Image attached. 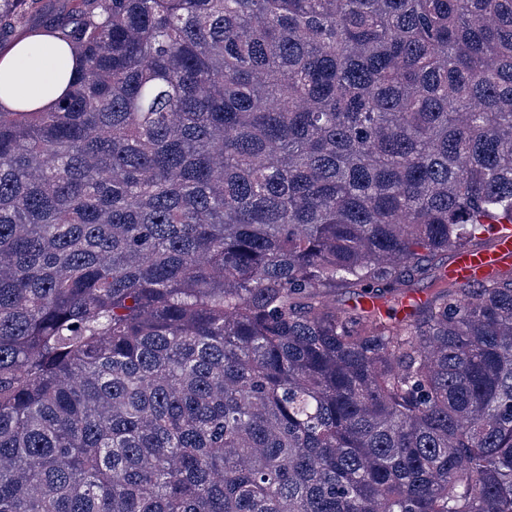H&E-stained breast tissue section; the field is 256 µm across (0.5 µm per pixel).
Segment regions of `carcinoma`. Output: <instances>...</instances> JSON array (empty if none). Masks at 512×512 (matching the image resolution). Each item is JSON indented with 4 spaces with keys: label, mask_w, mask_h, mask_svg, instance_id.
<instances>
[{
    "label": "carcinoma",
    "mask_w": 512,
    "mask_h": 512,
    "mask_svg": "<svg viewBox=\"0 0 512 512\" xmlns=\"http://www.w3.org/2000/svg\"><path fill=\"white\" fill-rule=\"evenodd\" d=\"M32 34L82 68L0 111V512H512V263L435 262L512 225V0Z\"/></svg>",
    "instance_id": "obj_1"
}]
</instances>
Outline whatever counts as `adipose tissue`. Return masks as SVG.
Returning a JSON list of instances; mask_svg holds the SVG:
<instances>
[{"label":"adipose tissue","mask_w":512,"mask_h":512,"mask_svg":"<svg viewBox=\"0 0 512 512\" xmlns=\"http://www.w3.org/2000/svg\"><path fill=\"white\" fill-rule=\"evenodd\" d=\"M79 66L74 53L53 38L18 40L0 56V109L53 108Z\"/></svg>","instance_id":"obj_1"}]
</instances>
